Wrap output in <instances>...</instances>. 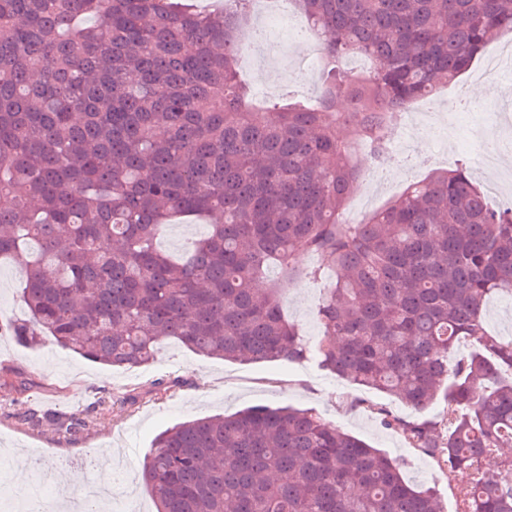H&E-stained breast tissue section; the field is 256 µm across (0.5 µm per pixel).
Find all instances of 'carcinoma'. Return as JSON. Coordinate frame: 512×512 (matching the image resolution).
<instances>
[{
    "label": "carcinoma",
    "instance_id": "1",
    "mask_svg": "<svg viewBox=\"0 0 512 512\" xmlns=\"http://www.w3.org/2000/svg\"><path fill=\"white\" fill-rule=\"evenodd\" d=\"M323 39L313 100L257 103L238 77L251 0H0V259L28 254L27 319L83 359L143 367L173 338L207 357L313 359L439 421L380 422L432 458L455 512H512V339L483 309L512 299V209L488 205L461 164L409 185L360 224L345 201L376 165L394 114L457 81L512 32V0H295ZM181 218L206 231L159 249ZM300 250L331 278L308 346L271 268ZM471 346L448 365V353ZM70 436L88 420L30 411ZM499 459L497 471L483 467ZM157 512H443L400 464L317 414L250 407L178 423L140 472Z\"/></svg>",
    "mask_w": 512,
    "mask_h": 512
}]
</instances>
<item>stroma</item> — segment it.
I'll list each match as a JSON object with an SVG mask.
<instances>
[{
	"label": "stroma",
	"mask_w": 512,
	"mask_h": 512,
	"mask_svg": "<svg viewBox=\"0 0 512 512\" xmlns=\"http://www.w3.org/2000/svg\"><path fill=\"white\" fill-rule=\"evenodd\" d=\"M478 83L483 92L476 97L470 89ZM271 85L281 95L289 93L307 100L315 96L304 71L278 63L260 73L249 88L261 102L268 99ZM445 104L459 112L463 123L481 121L496 126L512 115V89L495 78L478 80L472 69L419 102L420 107L432 109ZM391 130L395 136L407 137L412 147L393 153L385 165L374 209H381L410 183L422 180L431 170L447 168L455 159L464 160L476 182L490 184V175L483 171L466 140L446 144L429 129L407 131L397 122ZM24 263L21 257L0 262L1 317L24 316L18 305ZM296 264L302 275L286 283L281 300L288 319L302 338L313 344L323 336L318 317L323 285L306 278L305 272L321 266L322 257L302 250ZM0 367L24 384L23 391L0 392V456L13 463L23 462L29 484L46 478L50 512H63L87 487L106 476L112 479V499L101 502L99 512H117L119 503L126 499L139 512H156L149 488L138 478L154 438L181 422L258 405L312 410L396 458L406 480L437 489L445 512H455L453 493L437 464L420 451L405 447L397 429L382 427L372 407L386 406L406 420L416 419V412L331 375L310 360L242 364L193 353L177 340L168 339L150 366L123 369L82 359L50 338L32 349L6 337L0 339ZM158 381L168 384L167 393L156 391ZM101 399L111 402V409L95 410ZM29 409L66 415L81 411L89 414L90 423L81 435L71 437L52 425L32 428L24 424L20 415ZM105 445L113 450L111 458L97 453ZM73 474L82 476V484L70 483Z\"/></svg>",
	"instance_id": "stroma-1"
}]
</instances>
